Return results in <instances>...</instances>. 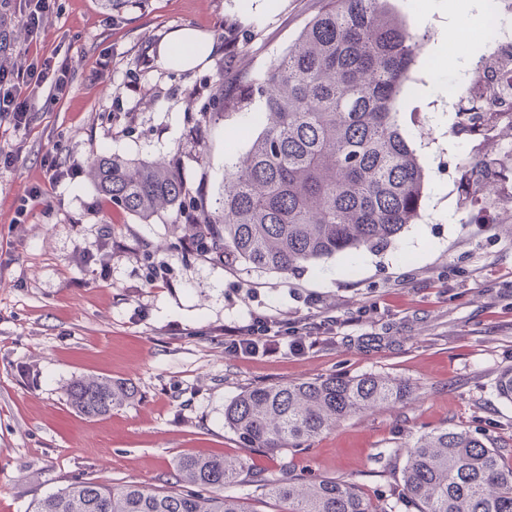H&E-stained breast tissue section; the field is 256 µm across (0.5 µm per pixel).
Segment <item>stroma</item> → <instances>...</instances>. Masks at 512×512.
Listing matches in <instances>:
<instances>
[{
  "label": "stroma",
  "instance_id": "35a3bbf8",
  "mask_svg": "<svg viewBox=\"0 0 512 512\" xmlns=\"http://www.w3.org/2000/svg\"><path fill=\"white\" fill-rule=\"evenodd\" d=\"M38 36L7 16L8 55L58 50L73 81L67 98L35 99L29 129L0 126V144L19 146L0 168V512H30L76 478L168 487L183 454L244 458L271 478L355 482L371 501L398 484L390 459H404L412 434L455 426L512 445V404L496 390L512 368V222L495 201L463 199L461 177L482 147L457 130L445 104L459 81V58L486 51L487 19L468 0H395L410 29L453 32L458 58L419 60L400 117L428 172L424 219L395 247L339 254L284 276L216 262L180 249L183 218L164 211L143 223L101 198L87 176L52 188L24 224L14 209L47 184L46 155L59 165L89 164L98 154L176 162L190 186L214 199L230 153H244L249 116L207 124L237 92L238 74L261 77L319 0H58ZM190 26L210 33L217 50L204 68H165L156 50L167 33ZM112 76L94 75L100 53ZM141 89H126L128 74ZM203 95H196V88ZM133 121H126V112ZM449 213L438 220L436 212ZM112 237V259L97 245ZM262 316L285 323L335 322L301 354L288 349L244 356L227 349L225 331ZM379 337L366 347L364 339ZM384 374L413 382L415 398L353 416L308 447L269 454L242 447L224 408L253 385L327 374ZM133 383L137 393L111 415L72 411L65 388L76 377Z\"/></svg>",
  "mask_w": 512,
  "mask_h": 512
}]
</instances>
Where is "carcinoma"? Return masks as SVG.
<instances>
[{"label": "carcinoma", "instance_id": "cac0c4a2", "mask_svg": "<svg viewBox=\"0 0 512 512\" xmlns=\"http://www.w3.org/2000/svg\"><path fill=\"white\" fill-rule=\"evenodd\" d=\"M431 38L428 28L410 30L393 0H320L263 76L243 75L240 93L223 98L224 119L249 111L260 131L243 164L224 165L219 197L181 248L286 275L339 253L392 247L424 214L427 173L400 114ZM87 174L98 193L145 223L162 211L181 214L190 200L180 170L163 160L97 155ZM415 393L379 374L251 386L225 407L224 424L243 447L276 453ZM66 397L79 414L100 418L128 404L135 387L79 377ZM511 455L465 429L423 432L398 468L397 498L378 509L342 479L305 482L285 471L257 477L254 487L281 512H512ZM246 468L240 457L183 454L175 470L190 491L85 479L37 500L32 512H248L241 497L224 493Z\"/></svg>", "mask_w": 512, "mask_h": 512}]
</instances>
